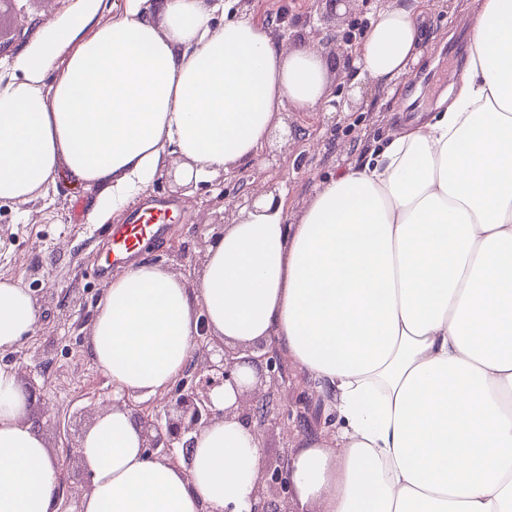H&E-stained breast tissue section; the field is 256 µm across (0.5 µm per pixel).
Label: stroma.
<instances>
[{"label": "stroma", "mask_w": 512, "mask_h": 512, "mask_svg": "<svg viewBox=\"0 0 512 512\" xmlns=\"http://www.w3.org/2000/svg\"><path fill=\"white\" fill-rule=\"evenodd\" d=\"M391 0H357L355 5L322 6L316 26L305 23V0H228L234 17L266 23L287 18L293 43L318 42L330 57L329 99L347 97L341 115L318 104L297 113L299 138L278 125L258 157L235 169L234 182L223 174L188 186L186 162L172 157L140 194L137 203L167 201L179 212L163 239L149 244L140 259L196 284L202 242L233 222L238 212L227 204L238 191L275 189L285 202L287 223H297L323 181L363 158L376 141L401 125L404 114L432 111L454 82L470 50L469 20L475 0H428L423 62L411 66L404 82L373 86L352 82L342 35L359 36L368 20ZM56 186L36 204L0 205V278L18 282L38 311L34 334L14 352L0 354V367L16 372L21 387H35L26 420L43 439L59 467L60 498H83L90 478L77 460L86 431L112 405V382L89 355V338L100 297L109 286L95 271L111 247L109 224L87 221L96 195L58 168ZM300 431L269 423L259 432L260 466L275 468L300 447Z\"/></svg>", "instance_id": "obj_1"}]
</instances>
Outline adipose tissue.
I'll return each mask as SVG.
<instances>
[{
    "label": "adipose tissue",
    "instance_id": "1",
    "mask_svg": "<svg viewBox=\"0 0 512 512\" xmlns=\"http://www.w3.org/2000/svg\"><path fill=\"white\" fill-rule=\"evenodd\" d=\"M73 0L0 63V203L45 198L59 166L119 214L171 156L194 178L252 161L286 108L326 96L325 47H284L218 0ZM472 45L436 112L324 181L297 223L262 205L226 225L196 288L141 261L113 275L89 353L120 392L188 367L198 314L228 345L275 339L328 398L330 437L291 460L319 512H512V0H477ZM425 38L399 0L354 49L359 79L404 77ZM27 289L0 279V352L30 337ZM0 368V512H57L59 473ZM188 458H148L129 411L81 444L82 512H250L259 441L237 418Z\"/></svg>",
    "mask_w": 512,
    "mask_h": 512
}]
</instances>
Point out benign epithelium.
<instances>
[{"mask_svg":"<svg viewBox=\"0 0 512 512\" xmlns=\"http://www.w3.org/2000/svg\"><path fill=\"white\" fill-rule=\"evenodd\" d=\"M195 342L205 362L201 365L189 364L162 405L148 411L126 393L116 401L117 406L130 411L141 428L147 456L158 460H175L176 449L191 447L193 436L223 417L235 415L255 430L269 421L279 424L304 422L307 403L303 399L281 406L271 400V394L253 397L248 387L240 384L239 369L244 365L260 372L266 371L273 384L285 379L275 343H263L254 348L229 346L211 335L204 316L200 317ZM226 386L236 393V402L229 408L219 410L213 403L212 394ZM266 487L279 489L286 494L284 500H289L288 494L292 490L290 467L259 472L252 512H269L263 501Z\"/></svg>","mask_w":512,"mask_h":512,"instance_id":"1","label":"benign epithelium"}]
</instances>
